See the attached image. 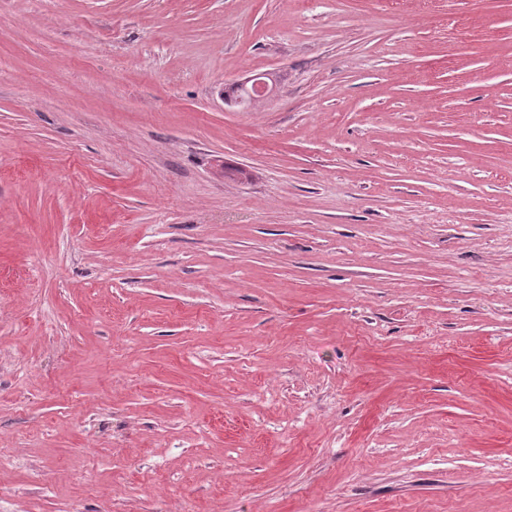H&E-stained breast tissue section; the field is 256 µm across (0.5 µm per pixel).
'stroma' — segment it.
<instances>
[{"mask_svg":"<svg viewBox=\"0 0 512 512\" xmlns=\"http://www.w3.org/2000/svg\"><path fill=\"white\" fill-rule=\"evenodd\" d=\"M76 498L512 512V0H0V512Z\"/></svg>","mask_w":512,"mask_h":512,"instance_id":"stroma-1","label":"stroma"}]
</instances>
